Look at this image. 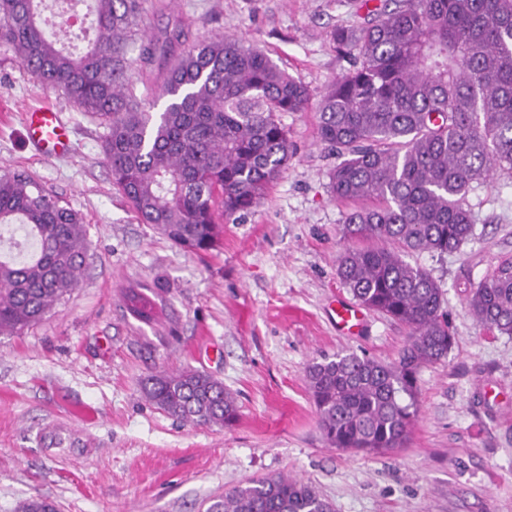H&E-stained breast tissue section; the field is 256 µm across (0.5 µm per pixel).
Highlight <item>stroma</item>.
Instances as JSON below:
<instances>
[{
  "label": "stroma",
  "instance_id": "35a3bbf8",
  "mask_svg": "<svg viewBox=\"0 0 512 512\" xmlns=\"http://www.w3.org/2000/svg\"><path fill=\"white\" fill-rule=\"evenodd\" d=\"M357 20L356 0H144L128 56L177 23L192 42L239 35L317 98L352 64L331 31ZM45 104L71 127L68 156L42 158L30 141L25 115ZM282 122L292 155L280 179L203 257L136 219L112 186L104 128L0 46V173L27 172L63 197L89 239L78 288L23 333L0 336V512L30 496L59 512H207L268 475L311 483L335 512H512V336L487 333L467 303L512 255V181L473 185L474 235L459 251L407 257L440 284L455 341L419 373L406 447L333 448L308 366L349 353L395 361L409 330L369 309L359 335L337 331L331 305L353 296L336 274L349 245L346 208L328 190L336 156L318 140L316 107ZM129 288L153 299L155 321L126 310ZM188 365L234 393L238 421L186 424L143 396L146 375Z\"/></svg>",
  "mask_w": 512,
  "mask_h": 512
}]
</instances>
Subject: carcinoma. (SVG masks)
<instances>
[{
	"label": "carcinoma",
	"mask_w": 512,
	"mask_h": 512,
	"mask_svg": "<svg viewBox=\"0 0 512 512\" xmlns=\"http://www.w3.org/2000/svg\"><path fill=\"white\" fill-rule=\"evenodd\" d=\"M94 38L67 51L42 19V0H0V45L38 83L62 93L108 129L102 150L112 184L137 219L175 245L206 253L219 219L251 212L288 164L281 116L303 112L308 87L245 38L185 44L177 24L142 50L166 61L154 100L135 93L128 45L141 0H90ZM358 26L331 32L354 53L318 101V138L340 161L329 172L342 228L357 242L339 255L337 276L363 306L410 330L394 362L338 354L313 362L308 387L334 448L382 453L402 447L417 415L418 376L454 344L443 291L405 257L459 250L474 235L465 196L474 183L512 179V0H379ZM159 111H154L157 105ZM23 232L29 249H0V335L39 322L65 301L89 249L81 213L24 173L0 175V226ZM468 307L493 335L512 336V257L474 286ZM138 319L153 302L127 295ZM159 410L191 425L238 416L224 382L185 368L141 380ZM208 512H332L309 483L276 475L214 501Z\"/></svg>",
	"instance_id": "1"
}]
</instances>
